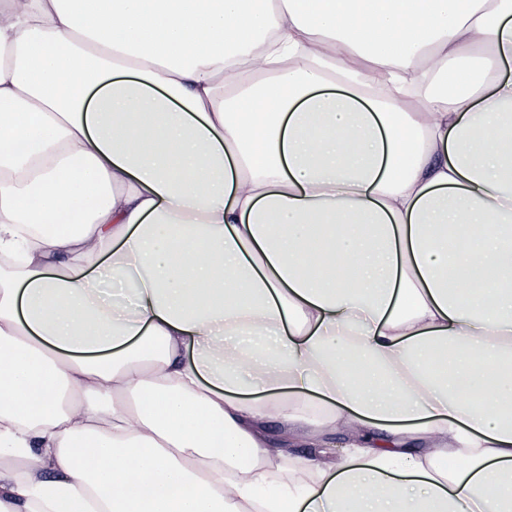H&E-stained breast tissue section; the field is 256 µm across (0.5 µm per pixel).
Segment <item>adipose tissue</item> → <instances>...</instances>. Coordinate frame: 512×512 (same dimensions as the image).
I'll return each mask as SVG.
<instances>
[{
  "instance_id": "adipose-tissue-1",
  "label": "adipose tissue",
  "mask_w": 512,
  "mask_h": 512,
  "mask_svg": "<svg viewBox=\"0 0 512 512\" xmlns=\"http://www.w3.org/2000/svg\"><path fill=\"white\" fill-rule=\"evenodd\" d=\"M511 63L512 0H0V512H512ZM318 405L393 448L271 490Z\"/></svg>"
}]
</instances>
